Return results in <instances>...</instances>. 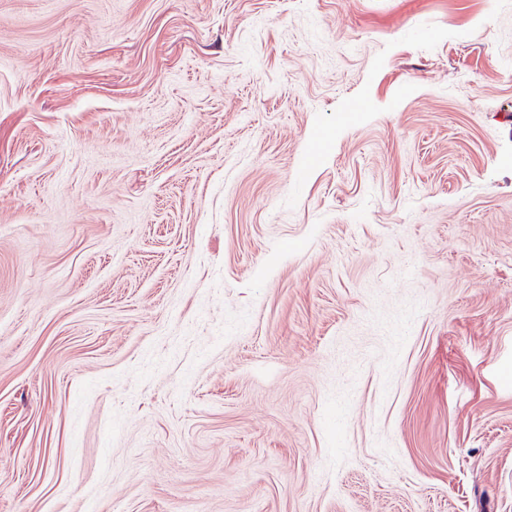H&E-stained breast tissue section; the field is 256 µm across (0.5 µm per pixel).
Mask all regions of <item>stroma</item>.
I'll use <instances>...</instances> for the list:
<instances>
[{
    "instance_id": "35a3bbf8",
    "label": "stroma",
    "mask_w": 512,
    "mask_h": 512,
    "mask_svg": "<svg viewBox=\"0 0 512 512\" xmlns=\"http://www.w3.org/2000/svg\"><path fill=\"white\" fill-rule=\"evenodd\" d=\"M0 512H512V0H0Z\"/></svg>"
}]
</instances>
